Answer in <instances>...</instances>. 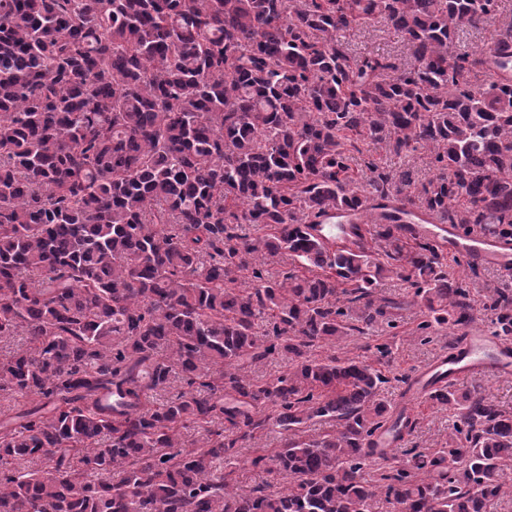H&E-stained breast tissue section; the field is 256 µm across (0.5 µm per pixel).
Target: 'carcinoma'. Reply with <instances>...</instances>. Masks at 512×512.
Returning <instances> with one entry per match:
<instances>
[{
	"label": "carcinoma",
	"instance_id": "carcinoma-1",
	"mask_svg": "<svg viewBox=\"0 0 512 512\" xmlns=\"http://www.w3.org/2000/svg\"><path fill=\"white\" fill-rule=\"evenodd\" d=\"M497 9L0 0V340L27 337L0 357V512H371L379 497L390 512H490L512 495V414L477 388L432 396L453 412L448 447L384 455L366 478L391 417L388 346H368L371 362L311 355L375 319L398 327L376 292L391 273L423 307L412 338L473 322L464 280L398 215L512 238V53L454 48ZM379 16L415 67L339 39ZM383 140L430 153L418 196L370 158L358 182L353 154ZM336 210L357 214L352 249L311 233ZM282 251L306 273L268 278ZM489 310L512 336V293ZM282 352L288 371L250 378ZM173 375L186 388L156 401ZM313 420L335 428L307 440ZM271 421L283 446L250 464L282 487L242 495L214 460Z\"/></svg>",
	"mask_w": 512,
	"mask_h": 512
}]
</instances>
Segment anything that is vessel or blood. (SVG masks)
I'll return each mask as SVG.
<instances>
[{
    "instance_id": "obj_1",
    "label": "vessel or blood",
    "mask_w": 512,
    "mask_h": 512,
    "mask_svg": "<svg viewBox=\"0 0 512 512\" xmlns=\"http://www.w3.org/2000/svg\"><path fill=\"white\" fill-rule=\"evenodd\" d=\"M349 220L348 214L336 213L329 216L324 224L315 226L314 232L330 249L352 246L353 241L347 232ZM416 230L436 240L443 253L493 266L504 277L512 278V241L480 233L467 235L435 217L417 225ZM486 374L512 375V340L492 335L484 329L468 331L462 341L449 346L410 376L398 414L402 417L413 414L415 408L425 404L435 390Z\"/></svg>"
}]
</instances>
